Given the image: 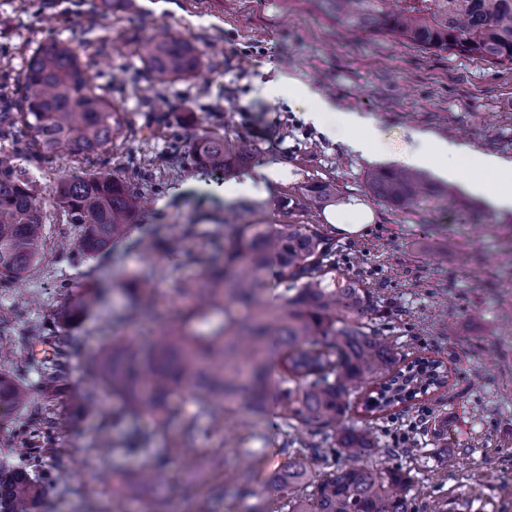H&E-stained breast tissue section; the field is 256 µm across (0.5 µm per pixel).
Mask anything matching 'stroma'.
I'll use <instances>...</instances> for the list:
<instances>
[{"instance_id": "35a3bbf8", "label": "stroma", "mask_w": 512, "mask_h": 512, "mask_svg": "<svg viewBox=\"0 0 512 512\" xmlns=\"http://www.w3.org/2000/svg\"><path fill=\"white\" fill-rule=\"evenodd\" d=\"M129 9L114 0H0V75L17 87L18 74L47 34L79 39L102 50L99 84L112 87V103L126 120L122 137L101 154L82 159L62 153L45 163L23 156L13 163L35 177L46 199L47 247L42 262L20 281L0 280V309L24 345L0 368L32 380L29 351L43 336L80 337L78 352L52 400L58 419L45 463L39 512H244V501L209 499L241 466L243 450L254 456L252 490L262 492L283 465L287 429L281 419L224 413L223 430L210 433L197 397L184 392L183 417L164 430L149 419L155 447L181 439L185 424L199 429L192 463L168 461L162 492L116 491L141 462L102 458L93 451L111 408L75 407L98 384L86 367L113 339L123 336L113 312L122 310L120 289L145 277L155 296L154 313L136 335L160 336L181 309L183 282L197 278L203 259L219 254L229 217L241 224H320L334 237L345 273L375 294L373 320L408 358L442 360L445 387L382 415L355 409L350 424H371V466L395 467L411 481L415 512H434L449 499L471 512H512V209L493 207L494 188H469L471 154L512 161V64L434 55L368 32H355L318 9L315 0H140ZM174 33L199 51L196 76L165 80L147 72L136 52L139 38ZM307 85L330 110L323 123L288 95V79ZM356 112L371 119L386 143L366 157L351 133L336 134V115ZM455 142L465 152L455 167L445 160L422 168L439 195L434 205L401 210L379 201L368 174L399 165L411 152L412 132ZM207 132L249 141L251 159L232 175H211L193 162L192 147ZM283 177L269 182L265 168ZM100 169L136 184L148 206L112 251L82 257L63 249L74 234L55 207L58 181L70 170ZM252 179L246 198L229 191ZM318 184L335 188V203L357 199L374 219L356 236L338 235L315 201ZM333 202V203H334ZM194 234L182 252L159 248L158 239L185 225ZM106 286L103 304L82 321L65 319L69 301L88 287ZM199 488L194 498L187 487Z\"/></svg>"}]
</instances>
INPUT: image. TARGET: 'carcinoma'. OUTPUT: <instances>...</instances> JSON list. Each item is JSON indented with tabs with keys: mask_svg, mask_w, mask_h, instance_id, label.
<instances>
[{
	"mask_svg": "<svg viewBox=\"0 0 512 512\" xmlns=\"http://www.w3.org/2000/svg\"><path fill=\"white\" fill-rule=\"evenodd\" d=\"M322 10L351 30L372 32L434 53L449 52L470 60L512 63V0H316ZM139 57L157 75L174 80L195 75L202 66L197 49L174 34L141 40ZM95 57L72 41L44 38L29 55L20 89L0 92V140L10 151L0 157V279L23 278L41 260L46 233L44 202L38 184L8 161L33 154L53 159L62 149L74 156H96L122 135L123 117L112 106L111 92L93 84ZM249 155L247 143L219 134L201 138L194 163L224 174ZM371 193L398 209H414L433 191L417 172L380 168L368 176ZM54 202L73 225V249L88 256L108 251L139 214L142 195L136 186L110 173L62 177ZM224 264L205 262L201 278L178 289L183 302L179 321L149 342L120 338L89 364L112 410V428H102L95 451L105 456L145 457L152 464L135 472L141 488H158L172 457L190 459L198 428H187L181 441L152 447V437L127 420L151 417L165 428L181 417L179 396L193 391L214 424L224 406L243 400L252 412L275 414L288 427L320 437L316 443L291 439L288 462L275 471L269 503L247 512H413L409 479L397 468L341 465L312 477L309 462H330L365 454L375 447L369 427L336 434V422L351 412L359 391L379 384L370 408L392 411L418 395L448 382V370L436 359L405 355L368 320L371 290L343 273L336 244L319 224H229L224 232ZM281 290L261 301L263 277ZM127 306L117 317L127 321L152 310L147 291L122 289ZM102 288L89 289L68 309L82 320L104 299ZM53 358L29 363L38 374L39 393L11 374L0 372V416L26 412L20 432L25 453L0 467V512H33L41 486L50 478L42 461L54 411L40 395L61 380L69 350L45 337ZM122 434L113 448L110 430ZM250 475L233 481L235 492L220 486V497L253 496Z\"/></svg>",
	"mask_w": 512,
	"mask_h": 512,
	"instance_id": "1",
	"label": "carcinoma"
}]
</instances>
